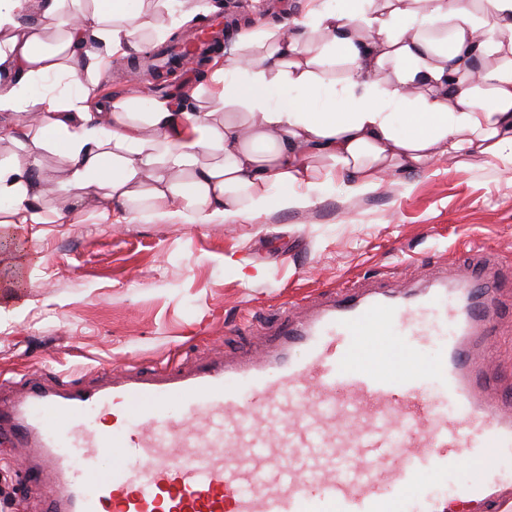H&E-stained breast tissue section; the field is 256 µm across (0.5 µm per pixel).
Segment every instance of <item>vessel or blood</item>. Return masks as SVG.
Instances as JSON below:
<instances>
[{"label":"vessel or blood","instance_id":"obj_1","mask_svg":"<svg viewBox=\"0 0 512 512\" xmlns=\"http://www.w3.org/2000/svg\"><path fill=\"white\" fill-rule=\"evenodd\" d=\"M478 256L466 279L427 294L339 287L304 320L282 319L260 355L124 369L93 388L26 380L0 403V436L26 448L45 512H447L433 485L466 453L458 497L500 512L512 392L472 348L498 323L501 256ZM427 319L444 328L439 359L405 368V346L381 329L420 343Z\"/></svg>","mask_w":512,"mask_h":512}]
</instances>
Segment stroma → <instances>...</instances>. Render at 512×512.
Wrapping results in <instances>:
<instances>
[{"instance_id":"35a3bbf8","label":"stroma","mask_w":512,"mask_h":512,"mask_svg":"<svg viewBox=\"0 0 512 512\" xmlns=\"http://www.w3.org/2000/svg\"><path fill=\"white\" fill-rule=\"evenodd\" d=\"M206 0L169 5L164 32L146 29L140 50L169 41L199 20ZM128 56L74 83L64 72L34 83V94L172 98L199 108L210 61L150 81L132 76ZM306 207L231 215L209 224L191 214L104 215L92 205L72 211L50 196L45 224L0 233V280L21 266L23 282L0 287V401L23 378L53 383L63 374L85 388L116 366L165 362L190 367L257 347L250 326L282 308L307 312L304 296L353 281L431 285L475 244L497 248L512 277V164L476 156L384 178L353 189L339 177L303 188ZM485 372L512 386V335L494 329L478 350ZM22 449L0 438V512H42L26 482Z\"/></svg>"}]
</instances>
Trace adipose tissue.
Returning <instances> with one entry per match:
<instances>
[{"instance_id":"ef3b65f1","label":"adipose tissue","mask_w":512,"mask_h":512,"mask_svg":"<svg viewBox=\"0 0 512 512\" xmlns=\"http://www.w3.org/2000/svg\"><path fill=\"white\" fill-rule=\"evenodd\" d=\"M61 0H0V111L37 126L0 127L25 155L0 159V200L13 224L46 221L42 160L62 162L69 206L104 213L176 204L198 223L309 204L295 187L345 176L357 188L445 156L512 161V0H309L304 21L238 33L233 66L245 80L212 76L208 109L116 98L93 112L82 97L25 96L36 77L138 45L145 23L130 0H92L61 14ZM411 132H401L399 111Z\"/></svg>"}]
</instances>
